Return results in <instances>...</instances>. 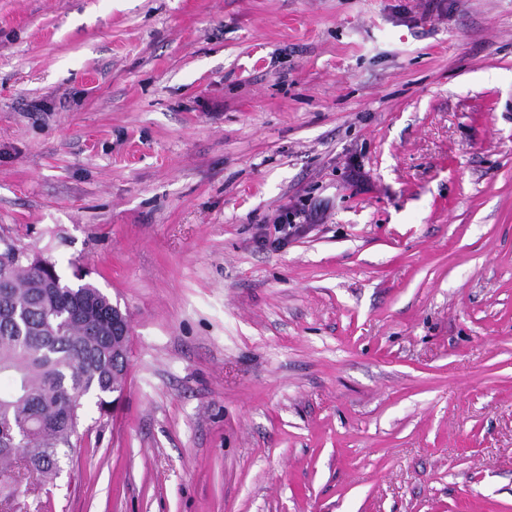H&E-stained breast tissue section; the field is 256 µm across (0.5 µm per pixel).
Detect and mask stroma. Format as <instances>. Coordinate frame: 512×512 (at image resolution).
Wrapping results in <instances>:
<instances>
[{
	"instance_id": "35a3bbf8",
	"label": "stroma",
	"mask_w": 512,
	"mask_h": 512,
	"mask_svg": "<svg viewBox=\"0 0 512 512\" xmlns=\"http://www.w3.org/2000/svg\"><path fill=\"white\" fill-rule=\"evenodd\" d=\"M0 239L129 322L24 512H512V0H0Z\"/></svg>"
}]
</instances>
